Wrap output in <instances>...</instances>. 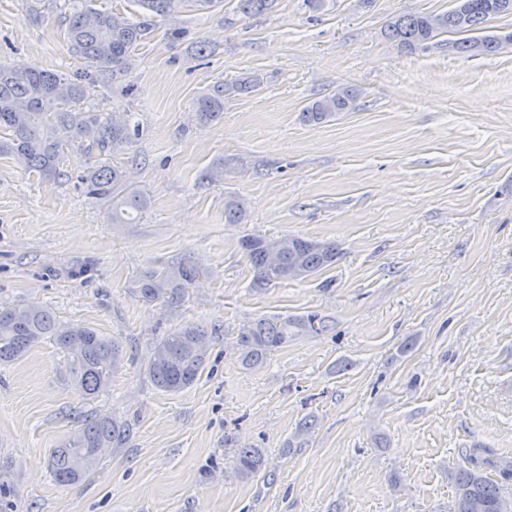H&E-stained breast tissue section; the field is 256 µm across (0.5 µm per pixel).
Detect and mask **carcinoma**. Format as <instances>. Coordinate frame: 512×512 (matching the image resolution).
<instances>
[{"label": "carcinoma", "instance_id": "obj_1", "mask_svg": "<svg viewBox=\"0 0 512 512\" xmlns=\"http://www.w3.org/2000/svg\"><path fill=\"white\" fill-rule=\"evenodd\" d=\"M141 12L132 20L121 12H104L90 5L73 9L65 18L64 35L72 51L85 61V69L68 77L48 71H23L0 64V157L9 156L18 164L45 177L61 175L59 162L63 149L76 142L87 154L103 155L123 149L136 134L125 112L85 110L82 103L91 86L128 72L136 48L155 29L156 19L166 18L185 7L213 11L224 0H135ZM274 0H237L236 8L245 16L270 10ZM512 13L503 0H466L443 13L404 14L387 24L385 37L404 47H415L452 32L466 33L452 48L459 54L473 56L480 42L483 54L497 52L502 40L512 35H477L493 20ZM261 79L253 76L234 84L216 82L196 100L199 120L212 122L224 112V95L251 92ZM360 93L341 87L312 101L302 109L309 124L330 121L354 109ZM124 171L117 166L89 168L80 177L85 193L91 198L112 196L121 187ZM147 198L128 193L112 205V223L146 208ZM240 246L253 271L258 287L274 282L299 280L313 276L334 265L339 244L302 237L270 238L247 235ZM198 269L183 264L163 268L145 277L140 297L168 308L183 304L185 289L197 277ZM332 330L329 319L317 312L301 316L260 318L239 329L236 345L244 365L264 363L275 349L298 336H319ZM48 339L67 352L69 370L76 390L84 400H93L105 392L112 376L121 368L123 351L114 341L89 326L60 322L50 309L31 302L0 307V365L22 359L34 346ZM209 334L193 325L174 328L160 337L152 348L147 373L154 385L164 392H180L192 386L206 367ZM129 428L106 413L91 412L81 427L60 447L53 450L50 472L63 487H77L96 468L109 449L121 447ZM235 474L251 478L264 467L258 448L235 449ZM467 465L451 474L455 486L453 512H512V495L503 493L499 483L485 471L488 461L482 449L474 448L465 457ZM17 491L7 471L0 466V512H14Z\"/></svg>", "mask_w": 512, "mask_h": 512}]
</instances>
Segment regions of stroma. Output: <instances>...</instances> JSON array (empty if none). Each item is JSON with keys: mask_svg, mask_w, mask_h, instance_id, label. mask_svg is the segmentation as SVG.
<instances>
[{"mask_svg": "<svg viewBox=\"0 0 512 512\" xmlns=\"http://www.w3.org/2000/svg\"><path fill=\"white\" fill-rule=\"evenodd\" d=\"M235 3L161 21L131 72L92 89L87 109L140 127L117 154L65 149L58 178L0 157V305L40 303L125 353L88 405L50 342L0 367L16 512H449L466 449L512 460V42L464 58L445 34L425 48L384 39L396 16L454 0H325L317 12L276 0L253 17ZM74 5L0 0V63L83 70L64 35ZM254 75L258 90L198 121L209 86ZM341 86L359 90L354 111L303 122ZM219 161L223 180L202 182ZM103 163L148 198L135 223H113L111 200L85 194L79 175ZM232 198L243 223L224 221ZM247 234L334 240L343 254L257 289ZM182 264L199 276L181 307L140 298L143 275ZM314 311L331 333L242 366L243 324ZM185 324L220 331L199 380L164 392L146 372L151 348ZM90 409L130 436L66 489L48 458ZM238 448L261 449L255 478L235 477Z\"/></svg>", "mask_w": 512, "mask_h": 512, "instance_id": "stroma-1", "label": "stroma"}]
</instances>
